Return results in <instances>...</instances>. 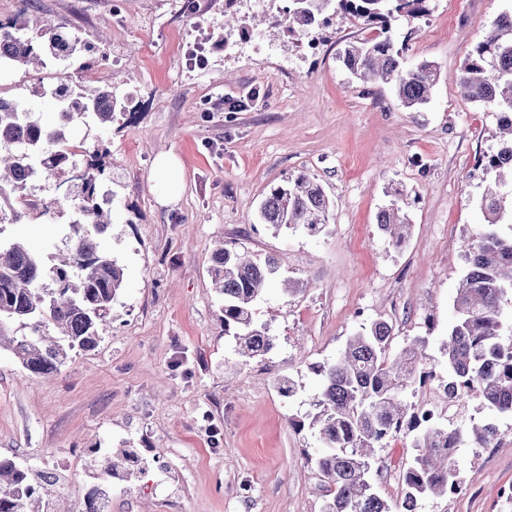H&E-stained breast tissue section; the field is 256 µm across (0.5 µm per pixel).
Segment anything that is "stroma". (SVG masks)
Listing matches in <instances>:
<instances>
[{
    "mask_svg": "<svg viewBox=\"0 0 512 512\" xmlns=\"http://www.w3.org/2000/svg\"><path fill=\"white\" fill-rule=\"evenodd\" d=\"M430 13L400 25L407 65L434 62L428 106L405 109L392 85L352 81L339 59L365 37L336 19L263 48L216 36L224 0H33L32 12L95 43L133 98L135 113L109 129L78 125L104 142L115 224L104 245L125 269L121 302L99 346L58 374L22 371L0 350V457L64 478L65 512L93 483L92 448L133 449L143 472L114 478L112 512H322L320 449L305 421L319 396L314 363L333 361L360 327L383 319L394 347L424 336L436 369L479 228V154L496 140V116L464 99L458 78L483 33L512 0H429ZM174 154L184 191L159 205L152 175ZM304 172L333 202L322 233L274 231L257 211L270 188ZM398 203L410 238L392 248L376 224ZM70 213L31 216L0 237L31 241L51 267ZM278 257L256 306L275 337L264 357L242 361L224 333L210 276L218 240ZM306 283L288 296L283 278ZM294 383L283 394L278 380ZM503 435L492 448H459L463 495L420 501L418 512H512V415L489 416ZM409 439L376 451L372 483L399 504Z\"/></svg>",
    "mask_w": 512,
    "mask_h": 512,
    "instance_id": "35a3bbf8",
    "label": "stroma"
}]
</instances>
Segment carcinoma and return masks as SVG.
<instances>
[{
  "instance_id": "carcinoma-1",
  "label": "carcinoma",
  "mask_w": 512,
  "mask_h": 512,
  "mask_svg": "<svg viewBox=\"0 0 512 512\" xmlns=\"http://www.w3.org/2000/svg\"><path fill=\"white\" fill-rule=\"evenodd\" d=\"M428 0H284L269 18L270 28L303 35L341 16L375 35L350 44L341 53L351 76L368 84H393L402 105L417 111L427 105L438 81L431 62L406 66L408 40L395 37L396 23L421 19ZM28 0L0 19V69L24 70L35 65H68L93 46L61 26H32ZM464 96L498 114L497 148L478 159L482 192L477 200L484 221L467 244V271L453 301L455 319L444 344L448 367L445 386L464 396L474 390L492 414H512V339H504L503 302L512 293V11L503 12L485 32L461 70ZM32 97L52 99L57 122L42 120L23 98L0 94V225L19 224L26 213L14 203L29 195L37 182L57 187L72 181L81 155L86 163L76 189L67 193L69 233L64 257L50 270L52 286L35 245L0 240V348L8 349L20 367L32 374L60 372L73 354L101 342L100 327L111 317L124 284V271L101 244L111 230L112 198L103 191L108 148L98 143L73 150L69 132L78 123L108 128L117 114L129 111L131 98L110 79L86 83L42 80L26 87ZM332 202L308 174L288 178L261 202L260 221L276 230L303 228L312 234L325 229ZM509 225V233L501 226ZM378 229L398 248L408 224L393 205L377 215ZM212 277L222 296L224 335L237 340V353L255 359L274 345L270 328L255 317V306L277 272L272 255L255 257L237 247H221L212 256ZM394 332L375 320L351 336L332 363L310 369L320 377L317 412L309 415L323 451L315 464L327 480L322 512H392L371 482L373 449L402 435L416 448L404 471L399 512H416L428 496L457 494L463 489L456 454L459 445L488 448L498 442L491 421L442 426L419 418L409 397L425 384L429 373L426 339L416 337L393 354ZM138 461L131 451L93 459L95 483L82 512H110L112 476H130ZM60 480L52 471L35 473L12 459H0V512H58Z\"/></svg>"
}]
</instances>
